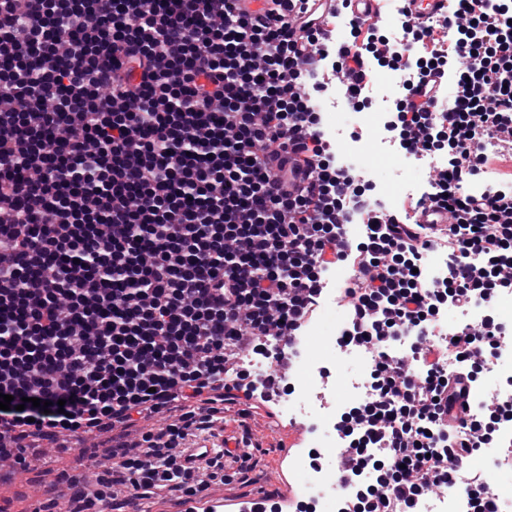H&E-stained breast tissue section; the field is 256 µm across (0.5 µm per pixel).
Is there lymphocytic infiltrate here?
<instances>
[{"label":"lymphocytic infiltrate","mask_w":512,"mask_h":512,"mask_svg":"<svg viewBox=\"0 0 512 512\" xmlns=\"http://www.w3.org/2000/svg\"><path fill=\"white\" fill-rule=\"evenodd\" d=\"M447 2L433 21L397 5L382 27L344 5L339 38L291 0H0V393L30 400L0 410V463L119 425L137 441L67 484L72 512L223 484L224 397L251 378L228 349L286 359L331 286L339 344L373 357L369 396L336 424L341 512L457 490L500 512L512 377L491 404L478 389L512 348L492 310L512 289V0ZM351 64L339 96L357 112L376 67L401 75L391 147L421 176L390 207L322 129L317 96ZM428 203L445 223H417ZM434 249L448 264L429 281ZM451 306L480 322L448 329ZM402 334L409 354L386 353ZM201 440L213 457L182 465Z\"/></svg>","instance_id":"obj_1"}]
</instances>
